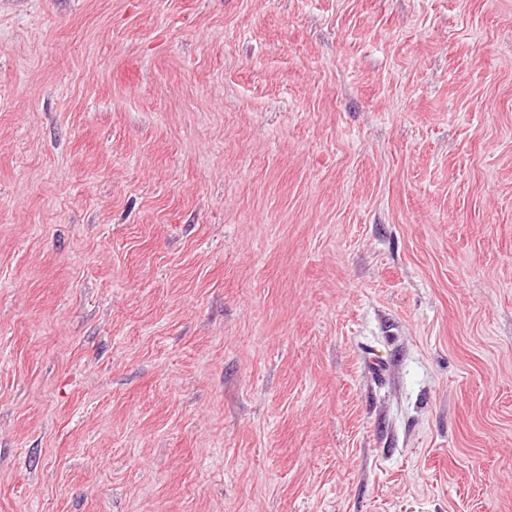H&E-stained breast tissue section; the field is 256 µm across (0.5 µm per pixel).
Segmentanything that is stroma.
I'll use <instances>...</instances> for the list:
<instances>
[{"mask_svg": "<svg viewBox=\"0 0 512 512\" xmlns=\"http://www.w3.org/2000/svg\"><path fill=\"white\" fill-rule=\"evenodd\" d=\"M0 512H512V0H0Z\"/></svg>", "mask_w": 512, "mask_h": 512, "instance_id": "obj_1", "label": "stroma"}]
</instances>
